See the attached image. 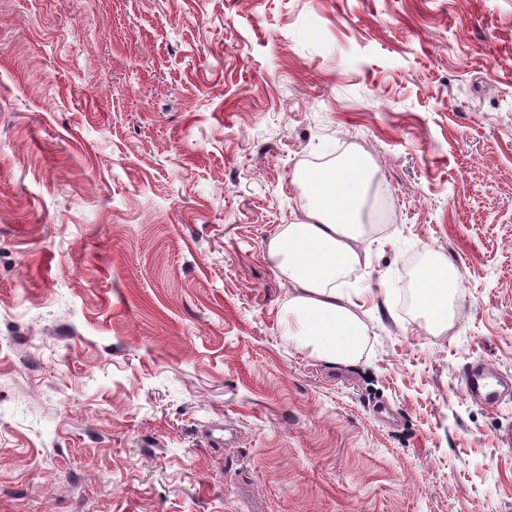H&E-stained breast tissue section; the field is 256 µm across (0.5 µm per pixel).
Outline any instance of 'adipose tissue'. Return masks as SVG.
Returning <instances> with one entry per match:
<instances>
[{"label":"adipose tissue","instance_id":"ef3b65f1","mask_svg":"<svg viewBox=\"0 0 512 512\" xmlns=\"http://www.w3.org/2000/svg\"><path fill=\"white\" fill-rule=\"evenodd\" d=\"M376 171L371 159L356 153L299 170L295 180L306 196L303 217L268 245L275 274L291 286L284 309L296 326L295 343L336 366L357 365L369 334L347 279L366 256L369 227L362 212ZM460 286L448 259L431 256L418 280L417 299L435 332L448 329Z\"/></svg>","mask_w":512,"mask_h":512}]
</instances>
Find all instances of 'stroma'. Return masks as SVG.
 Wrapping results in <instances>:
<instances>
[{
    "label": "stroma",
    "instance_id": "1",
    "mask_svg": "<svg viewBox=\"0 0 512 512\" xmlns=\"http://www.w3.org/2000/svg\"><path fill=\"white\" fill-rule=\"evenodd\" d=\"M353 152L343 368L268 243ZM475 359L512 374V0H0V512H512ZM461 283L454 266L439 254L432 255L417 284V299L429 325L437 333L447 330L452 303Z\"/></svg>",
    "mask_w": 512,
    "mask_h": 512
}]
</instances>
